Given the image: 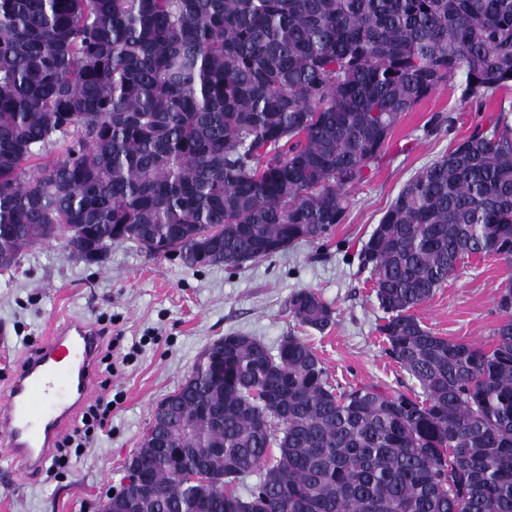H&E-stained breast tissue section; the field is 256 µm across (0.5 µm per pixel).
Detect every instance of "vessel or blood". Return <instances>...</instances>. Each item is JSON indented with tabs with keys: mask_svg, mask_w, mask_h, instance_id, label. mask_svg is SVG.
<instances>
[{
	"mask_svg": "<svg viewBox=\"0 0 512 512\" xmlns=\"http://www.w3.org/2000/svg\"><path fill=\"white\" fill-rule=\"evenodd\" d=\"M97 350V327L71 323L59 326L37 354L26 357L0 405V436L27 470L43 468L73 416L90 400Z\"/></svg>",
	"mask_w": 512,
	"mask_h": 512,
	"instance_id": "1",
	"label": "vessel or blood"
}]
</instances>
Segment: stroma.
Listing matches in <instances>:
<instances>
[{"label": "stroma", "instance_id": "obj_1", "mask_svg": "<svg viewBox=\"0 0 512 512\" xmlns=\"http://www.w3.org/2000/svg\"><path fill=\"white\" fill-rule=\"evenodd\" d=\"M503 106H512V88L466 102L453 81L403 114L381 161L349 194L343 223L321 246L301 243L238 268L188 267L130 242L113 245L101 264L68 260L54 241L26 251L15 269L0 272V402L30 348L65 322H99L130 354L111 378V422L68 468L27 473L0 444V512H97L120 487L156 404L228 335L254 336L274 348L292 333L310 343L342 386L416 390L383 352L381 312L357 254L411 176ZM437 115L453 123L433 133ZM510 282L512 264L493 255L466 258L415 314L448 339L487 341L499 321L497 291ZM301 289L333 308L325 331L298 326L289 314L288 299Z\"/></svg>", "mask_w": 512, "mask_h": 512}]
</instances>
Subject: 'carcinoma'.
<instances>
[{
	"label": "carcinoma",
	"instance_id": "1",
	"mask_svg": "<svg viewBox=\"0 0 512 512\" xmlns=\"http://www.w3.org/2000/svg\"><path fill=\"white\" fill-rule=\"evenodd\" d=\"M457 78L465 100L512 86V0H0V271L54 224L80 253L149 237L188 267L201 233L203 264L231 268L323 242L402 114ZM482 255L512 262L506 109L420 168L357 254L422 395L342 388L294 334L221 338L166 397L186 452L132 453L140 512H512V284L484 344L414 314ZM288 309L334 322L309 289Z\"/></svg>",
	"mask_w": 512,
	"mask_h": 512
}]
</instances>
